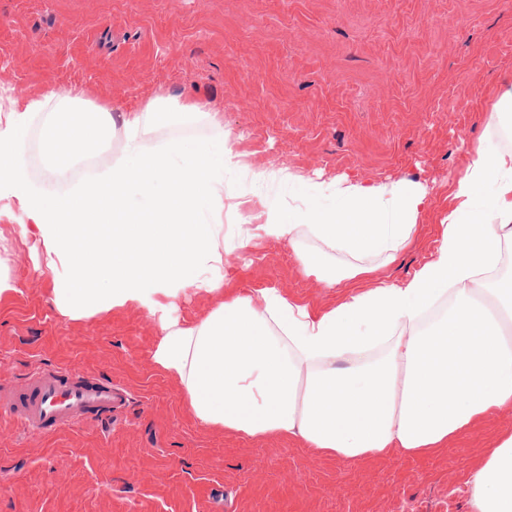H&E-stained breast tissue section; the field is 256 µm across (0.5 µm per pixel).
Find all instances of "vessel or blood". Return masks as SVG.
<instances>
[{"mask_svg":"<svg viewBox=\"0 0 512 512\" xmlns=\"http://www.w3.org/2000/svg\"><path fill=\"white\" fill-rule=\"evenodd\" d=\"M127 401L122 385L63 365L37 370L19 386L0 384V411L41 435L116 416Z\"/></svg>","mask_w":512,"mask_h":512,"instance_id":"vessel-or-blood-1","label":"vessel or blood"}]
</instances>
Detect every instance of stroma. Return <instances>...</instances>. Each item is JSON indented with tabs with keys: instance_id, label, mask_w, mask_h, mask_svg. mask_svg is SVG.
<instances>
[{
	"instance_id": "1",
	"label": "stroma",
	"mask_w": 512,
	"mask_h": 512,
	"mask_svg": "<svg viewBox=\"0 0 512 512\" xmlns=\"http://www.w3.org/2000/svg\"><path fill=\"white\" fill-rule=\"evenodd\" d=\"M512 86V6L504 0H0V114L15 101L80 90L120 117L163 97L200 103L233 138L244 176L224 189L225 292L279 289L314 308L349 291L306 275L349 260L306 228L248 237L261 221L260 173L288 168L325 193L350 183H417L427 204L394 261L401 285L432 260L450 183ZM204 122L172 113L148 149L192 147ZM0 198V383L56 365L123 385L116 420L52 436L0 415V512H471L469 477L512 410L433 455L348 461L297 439L251 440L200 424L154 363L156 321L135 305L62 316L54 276Z\"/></svg>"
}]
</instances>
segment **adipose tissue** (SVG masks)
<instances>
[{"instance_id":"1","label":"adipose tissue","mask_w":512,"mask_h":512,"mask_svg":"<svg viewBox=\"0 0 512 512\" xmlns=\"http://www.w3.org/2000/svg\"><path fill=\"white\" fill-rule=\"evenodd\" d=\"M197 115L208 137L191 154L171 143L143 151L142 137L170 113ZM47 113L49 173L98 153L122 127L121 156L100 177L49 197L31 180L28 125ZM241 170L231 135L200 104L158 99L115 122L80 91L62 104L45 95L16 102L0 123V192L28 218L22 236L41 246L44 266H66L52 302L69 318L133 304L160 330L155 364L177 379L190 413L208 427L251 439L294 437L318 455L360 460L397 452L423 456L462 438L491 413L512 410V277L482 280L512 245V152L476 146L453 182L455 206L442 221L433 259L402 285L380 283L324 312L264 288L219 302L196 323L176 315L190 288L220 291L224 279V186ZM272 197L258 231L280 239L308 227L349 254L338 274L305 261L330 283L375 272L412 242L427 193L416 183L351 184L326 198L307 186L304 209L284 213L278 196L295 175L262 174ZM380 343L369 364L358 354ZM472 512H512V430L469 479Z\"/></svg>"}]
</instances>
